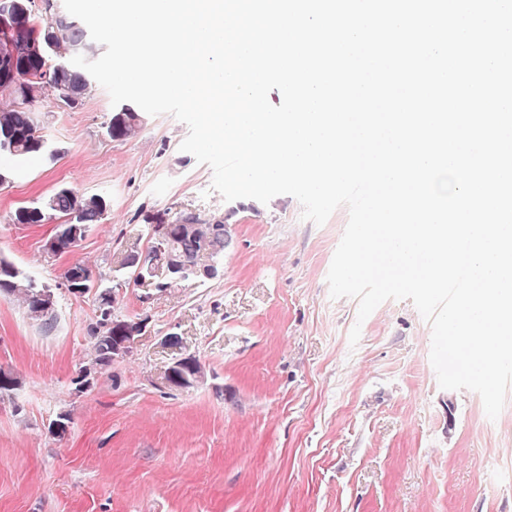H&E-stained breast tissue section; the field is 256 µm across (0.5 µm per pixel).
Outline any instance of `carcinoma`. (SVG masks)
Segmentation results:
<instances>
[{"label":"carcinoma","mask_w":512,"mask_h":512,"mask_svg":"<svg viewBox=\"0 0 512 512\" xmlns=\"http://www.w3.org/2000/svg\"><path fill=\"white\" fill-rule=\"evenodd\" d=\"M7 12L13 26L8 33L9 44H0V84L7 81L9 91L0 90V139H10V145H0V157L30 160L40 155L55 158L57 153L48 149L39 135L37 106L42 102L46 88L42 78L49 75L51 90L63 102L82 101L88 95L91 82L85 72L71 64L77 54L92 59L98 55L99 44L89 31L74 17L56 13L50 17L36 10L35 0H0V12ZM143 129V115L125 104L112 112L106 124V133L113 140H131ZM107 204L103 197L85 195L73 188L59 186L48 197L34 206L17 209L15 224L39 225L54 222L52 239L59 246V254L78 247L89 228L101 221ZM217 231L210 240L209 259L215 263L224 258V251L233 241L232 229H224V220H216ZM199 236L182 224H170L163 240L148 238V246L140 252L142 263L131 267L133 282L141 278H158L165 268L167 257L177 255L185 271L174 276L159 278V291L185 286L193 278L192 269L199 264L201 255ZM93 276L85 263H74L64 271L67 288H76L77 278ZM49 290L23 274L11 263L0 259V294L15 299L30 319L51 327L55 314L43 306L40 296ZM100 315L89 329L91 358L87 366L96 373L112 364V292L98 294Z\"/></svg>","instance_id":"carcinoma-1"}]
</instances>
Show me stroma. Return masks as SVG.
Listing matches in <instances>:
<instances>
[{
    "mask_svg": "<svg viewBox=\"0 0 512 512\" xmlns=\"http://www.w3.org/2000/svg\"><path fill=\"white\" fill-rule=\"evenodd\" d=\"M112 109L98 84L75 107L47 94L40 133L58 158L15 164L0 186V258L57 301L47 329L0 295V368L19 379L0 397V512H512V389L489 419L478 394L439 387L411 301L361 322L356 299L331 298L347 208L320 226L289 195L232 208L211 168L181 151L184 123L150 116L115 141ZM62 185L107 210L50 259L51 225L11 216ZM185 216L227 217L221 274L164 292L130 282L125 244ZM76 262L117 294L115 315L147 321L84 391L75 379L99 309L65 286ZM188 355L203 379L168 387L165 370ZM62 413L59 438L49 426Z\"/></svg>",
    "mask_w": 512,
    "mask_h": 512,
    "instance_id": "obj_1",
    "label": "stroma"
}]
</instances>
